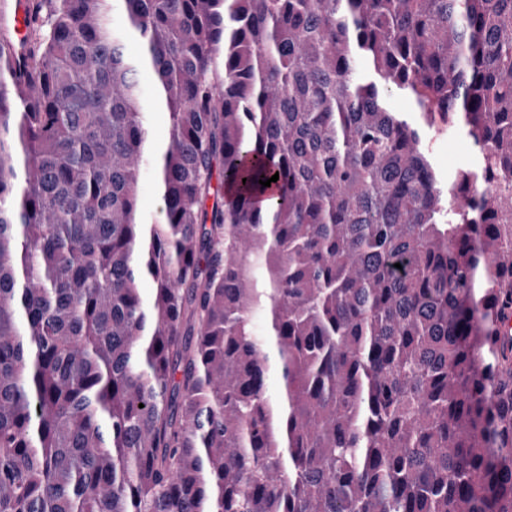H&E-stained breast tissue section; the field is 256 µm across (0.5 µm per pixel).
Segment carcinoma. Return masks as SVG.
I'll use <instances>...</instances> for the list:
<instances>
[{"mask_svg":"<svg viewBox=\"0 0 512 512\" xmlns=\"http://www.w3.org/2000/svg\"><path fill=\"white\" fill-rule=\"evenodd\" d=\"M113 2L0 20V512H512V0ZM387 108L409 122L420 121L419 112L412 96L405 91L392 88L386 97ZM422 146L429 155L434 168L441 177L448 180L460 170L473 168L477 162L476 152L466 132L458 128L451 135L448 132L435 138L434 132L425 129ZM139 197L141 210L148 215L153 222H161L163 220L161 210L162 202L159 197L158 187L152 176L146 177L140 183Z\"/></svg>","mask_w":512,"mask_h":512,"instance_id":"carcinoma-1","label":"carcinoma"}]
</instances>
